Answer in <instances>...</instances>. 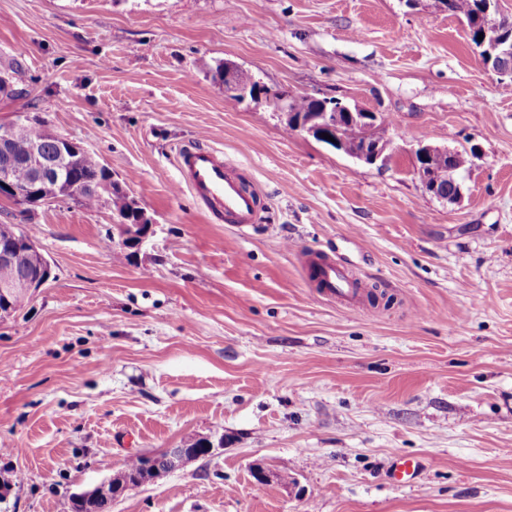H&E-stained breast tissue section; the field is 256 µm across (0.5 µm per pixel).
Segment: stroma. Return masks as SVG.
<instances>
[{
	"instance_id": "obj_1",
	"label": "stroma",
	"mask_w": 512,
	"mask_h": 512,
	"mask_svg": "<svg viewBox=\"0 0 512 512\" xmlns=\"http://www.w3.org/2000/svg\"><path fill=\"white\" fill-rule=\"evenodd\" d=\"M226 60L269 93L378 113L389 162L229 98ZM1 72L0 126L30 112L95 153L153 233L108 247V196L0 197L54 273L0 320V512H71L131 457L207 436L223 449L112 512H512V88L459 18L437 0H0ZM202 134L259 192L252 227L178 188L175 151ZM421 141L472 152L459 202L424 189ZM318 255L391 304L336 303Z\"/></svg>"
}]
</instances>
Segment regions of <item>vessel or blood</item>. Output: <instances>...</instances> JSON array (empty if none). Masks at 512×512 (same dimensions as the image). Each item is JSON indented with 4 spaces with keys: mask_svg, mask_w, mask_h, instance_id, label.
<instances>
[{
    "mask_svg": "<svg viewBox=\"0 0 512 512\" xmlns=\"http://www.w3.org/2000/svg\"><path fill=\"white\" fill-rule=\"evenodd\" d=\"M175 165L180 186L187 189L211 221L243 228L255 224L260 197L225 163L221 151L200 140L191 142L179 147ZM316 269L317 281L326 294L347 303L359 300L358 288L339 264L326 259L317 263Z\"/></svg>",
    "mask_w": 512,
    "mask_h": 512,
    "instance_id": "vessel-or-blood-1",
    "label": "vessel or blood"
}]
</instances>
